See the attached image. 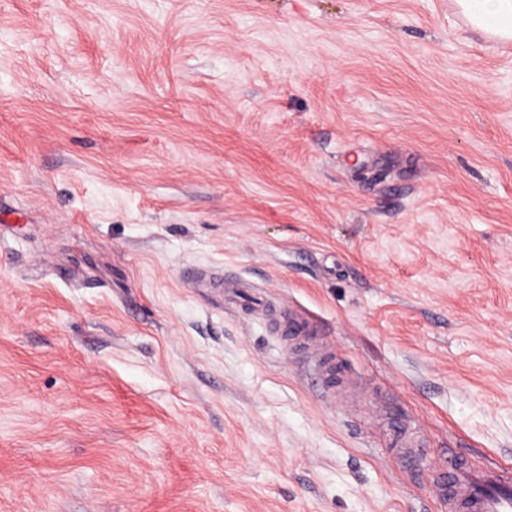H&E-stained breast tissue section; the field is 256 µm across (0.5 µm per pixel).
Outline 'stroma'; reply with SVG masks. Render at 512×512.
<instances>
[{
  "instance_id": "1",
  "label": "stroma",
  "mask_w": 512,
  "mask_h": 512,
  "mask_svg": "<svg viewBox=\"0 0 512 512\" xmlns=\"http://www.w3.org/2000/svg\"><path fill=\"white\" fill-rule=\"evenodd\" d=\"M452 3L0 0V512L512 468V41Z\"/></svg>"
}]
</instances>
